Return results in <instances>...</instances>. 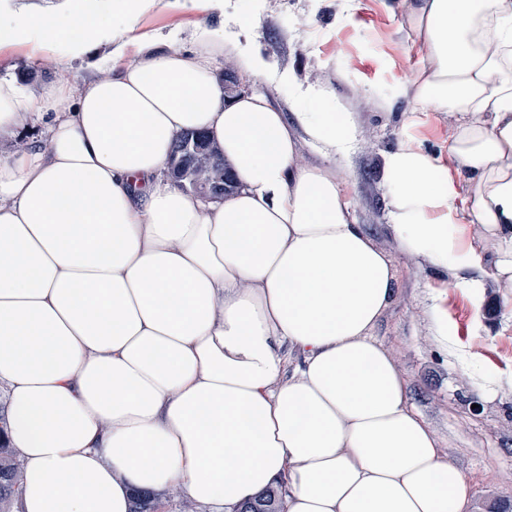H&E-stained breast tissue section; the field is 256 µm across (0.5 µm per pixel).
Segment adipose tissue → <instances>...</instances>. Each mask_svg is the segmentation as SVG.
Segmentation results:
<instances>
[{
    "label": "adipose tissue",
    "instance_id": "adipose-tissue-1",
    "mask_svg": "<svg viewBox=\"0 0 512 512\" xmlns=\"http://www.w3.org/2000/svg\"><path fill=\"white\" fill-rule=\"evenodd\" d=\"M426 49L415 101L457 120L466 217L512 292V0H406ZM251 16L98 59L44 17L19 39L83 60L79 93L0 78V138L28 118L45 141L0 158V391L25 462L21 512H127L132 490L182 486L233 512L284 482V512H472L473 492L372 330L394 297L390 259L355 224L331 164L298 161L295 131L336 154L356 133L297 89V123L267 96L228 97L212 54L271 64ZM206 131L235 188L189 195L172 143ZM402 247L468 267L438 160L388 155Z\"/></svg>",
    "mask_w": 512,
    "mask_h": 512
}]
</instances>
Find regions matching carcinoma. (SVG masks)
<instances>
[{"label": "carcinoma", "instance_id": "obj_1", "mask_svg": "<svg viewBox=\"0 0 512 512\" xmlns=\"http://www.w3.org/2000/svg\"><path fill=\"white\" fill-rule=\"evenodd\" d=\"M171 155L179 156L176 174L189 173L190 186L224 184L227 167L221 147L202 132L189 131L176 136ZM25 472L23 459L11 448L0 447V497L12 494ZM236 512H283L279 489L270 487L252 500L239 505Z\"/></svg>", "mask_w": 512, "mask_h": 512}]
</instances>
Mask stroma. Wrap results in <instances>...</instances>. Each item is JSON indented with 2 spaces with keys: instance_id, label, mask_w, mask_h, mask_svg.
Listing matches in <instances>:
<instances>
[{
  "instance_id": "stroma-1",
  "label": "stroma",
  "mask_w": 512,
  "mask_h": 512,
  "mask_svg": "<svg viewBox=\"0 0 512 512\" xmlns=\"http://www.w3.org/2000/svg\"><path fill=\"white\" fill-rule=\"evenodd\" d=\"M255 13L262 51L296 84L336 102L357 132L353 147L332 162L357 224L393 261L396 296L373 330L392 354L409 388V402L430 426L449 459L474 491L473 512H512V305L494 286L474 300L463 271L436 269L405 252L390 227L394 194L386 168L400 147L430 154L448 170L457 208L469 185L449 148L448 115L414 102L413 78L424 49L404 21V0H226L223 10L198 0H154L134 23L136 36L153 38L180 24L178 45L190 50L201 27H218L221 14ZM225 82H248L288 113L298 105L287 87L248 77L232 48L214 60ZM0 72L21 85L81 86L84 64L46 63L33 45L0 46ZM439 306L455 344L443 351L430 309Z\"/></svg>"
}]
</instances>
